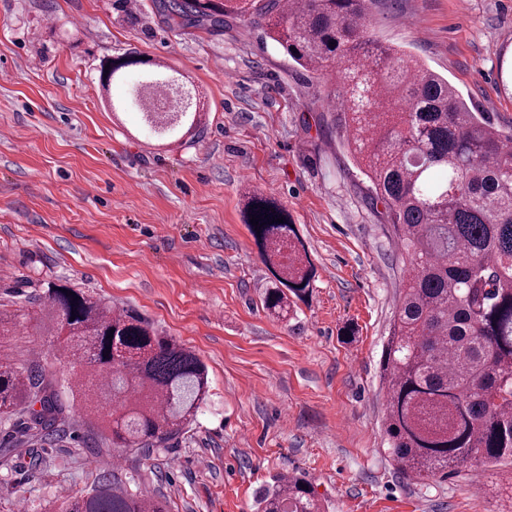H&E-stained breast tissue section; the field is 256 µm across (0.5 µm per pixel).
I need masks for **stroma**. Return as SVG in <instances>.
<instances>
[{
	"mask_svg": "<svg viewBox=\"0 0 512 512\" xmlns=\"http://www.w3.org/2000/svg\"><path fill=\"white\" fill-rule=\"evenodd\" d=\"M113 0H0V363L66 377L32 298L62 280L136 308L206 365L210 403L168 448L116 453L100 416L64 392L53 444L0 423V512H57L118 474L170 512H257L274 476L299 474L329 512H512L503 472L417 481L385 451L380 360L402 259L382 204L334 126L331 89L261 28L173 30L161 0L136 24ZM512 130V0H379L368 23ZM162 59L195 91L196 143L151 138L102 87L99 63ZM285 206L315 270L294 318L269 316V273L243 221L245 193Z\"/></svg>",
	"mask_w": 512,
	"mask_h": 512,
	"instance_id": "35a3bbf8",
	"label": "stroma"
}]
</instances>
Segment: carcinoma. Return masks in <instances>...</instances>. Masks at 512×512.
<instances>
[{"label": "carcinoma", "instance_id": "cac0c4a2", "mask_svg": "<svg viewBox=\"0 0 512 512\" xmlns=\"http://www.w3.org/2000/svg\"><path fill=\"white\" fill-rule=\"evenodd\" d=\"M375 0H164L172 29L235 18L265 29L303 70L337 74V126L371 199L384 205L404 275L380 361L382 430L398 470L424 481L462 466L512 463V131L475 112L442 76L380 44L366 24ZM109 85L132 68L163 65L135 52L107 60ZM150 123L199 130L203 113L149 112ZM259 216V225L250 224ZM244 223L270 273L262 303L285 317L310 292L313 270L288 210L258 193ZM283 222L278 223L276 219ZM39 306L73 363L69 387L94 413L113 405L112 447L165 448L210 397L199 357L139 311L49 281ZM111 350H106V347ZM52 435L67 424L60 380L38 363L0 365V417ZM306 488H301V485ZM260 512H325L314 487L282 475ZM61 512H169L167 502L100 480Z\"/></svg>", "mask_w": 512, "mask_h": 512}]
</instances>
